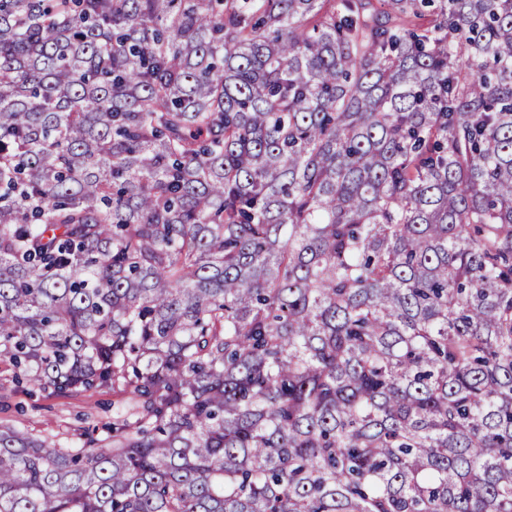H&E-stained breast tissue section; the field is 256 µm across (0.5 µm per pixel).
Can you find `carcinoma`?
I'll list each match as a JSON object with an SVG mask.
<instances>
[{
	"mask_svg": "<svg viewBox=\"0 0 512 512\" xmlns=\"http://www.w3.org/2000/svg\"><path fill=\"white\" fill-rule=\"evenodd\" d=\"M0 512H512V0H0ZM7 399L0 401V425L14 426L57 440L65 446L66 438L76 429H96L94 437H102V425L112 422V411L118 398L112 390L103 389L77 397L62 398L37 392L30 396L7 383Z\"/></svg>",
	"mask_w": 512,
	"mask_h": 512,
	"instance_id": "carcinoma-1",
	"label": "carcinoma"
}]
</instances>
